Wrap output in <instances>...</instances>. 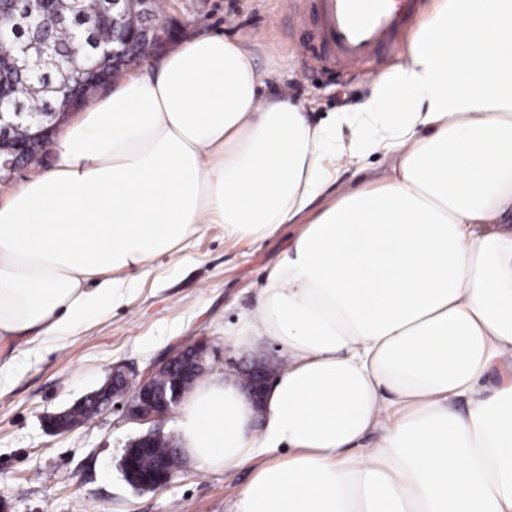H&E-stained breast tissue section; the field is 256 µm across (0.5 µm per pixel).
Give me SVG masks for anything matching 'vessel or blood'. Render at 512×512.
I'll return each mask as SVG.
<instances>
[{"instance_id": "obj_1", "label": "vessel or blood", "mask_w": 512, "mask_h": 512, "mask_svg": "<svg viewBox=\"0 0 512 512\" xmlns=\"http://www.w3.org/2000/svg\"><path fill=\"white\" fill-rule=\"evenodd\" d=\"M414 0H314L321 52L355 64L386 48L412 12Z\"/></svg>"}]
</instances>
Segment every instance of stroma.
<instances>
[{"instance_id": "35a3bbf8", "label": "stroma", "mask_w": 512, "mask_h": 512, "mask_svg": "<svg viewBox=\"0 0 512 512\" xmlns=\"http://www.w3.org/2000/svg\"><path fill=\"white\" fill-rule=\"evenodd\" d=\"M160 18L177 41L208 30L257 38L260 66L288 62V89L312 100L316 122L365 100L371 76L400 61L413 29L405 24L388 49L340 67L315 53L312 0H166ZM299 230L286 224L251 243L205 225L176 256L154 260L152 274L109 315L46 348L17 351L0 377V494L11 512H233L251 466L209 471L185 462L165 487L141 491L118 469L141 431L121 412L56 434L44 421L101 388L113 366L141 373L170 347L202 337L218 350V368H229L239 356L225 345V330L253 309L268 270Z\"/></svg>"}]
</instances>
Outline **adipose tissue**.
Masks as SVG:
<instances>
[{"instance_id": "ef3b65f1", "label": "adipose tissue", "mask_w": 512, "mask_h": 512, "mask_svg": "<svg viewBox=\"0 0 512 512\" xmlns=\"http://www.w3.org/2000/svg\"><path fill=\"white\" fill-rule=\"evenodd\" d=\"M267 76L207 31L84 108L0 205V347L107 316L204 225L297 224L224 333L288 362L258 409L221 370L196 383L184 457L253 464L235 512H512V0H437L368 99L318 124ZM374 154L381 177L339 187Z\"/></svg>"}]
</instances>
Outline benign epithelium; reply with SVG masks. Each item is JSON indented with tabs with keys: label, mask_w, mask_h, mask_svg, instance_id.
Segmentation results:
<instances>
[{
	"label": "benign epithelium",
	"mask_w": 512,
	"mask_h": 512,
	"mask_svg": "<svg viewBox=\"0 0 512 512\" xmlns=\"http://www.w3.org/2000/svg\"><path fill=\"white\" fill-rule=\"evenodd\" d=\"M149 4L150 0H101L100 14L112 21V43L102 42L92 53L84 55L85 71L95 73L108 65L129 64L124 22L128 15L134 13L151 18ZM14 54L15 59L22 62V68L30 72L32 83H38L37 72L30 66V60L42 56L41 50L32 45L19 46L14 48ZM94 88L96 85L93 82L78 79L71 92V101L55 112L57 122H62ZM50 132V127L35 123L33 116L21 111L18 106L0 100V135L8 136L13 144L8 156L0 155V169L11 172L30 164L38 155L35 141ZM213 361V350L204 339L187 346L177 345L150 367L146 374L139 375L124 366L114 367L108 382L85 396L76 406L86 409L92 417L117 403L127 421L141 425L157 424L174 414L180 406L185 397L183 379L203 376L212 368ZM162 370L176 371L178 377L170 388L158 396L152 382ZM238 370L243 389L253 404L260 406L266 386L278 373L279 363L273 356L261 355L238 367ZM159 432L161 428L157 426L129 441L119 462L121 469L129 473L135 470L137 455L132 449L137 448L141 452L150 450L154 436ZM177 470L178 466H171L169 461L163 460L155 470L141 476V488H162L171 481Z\"/></svg>",
	"instance_id": "1"
}]
</instances>
